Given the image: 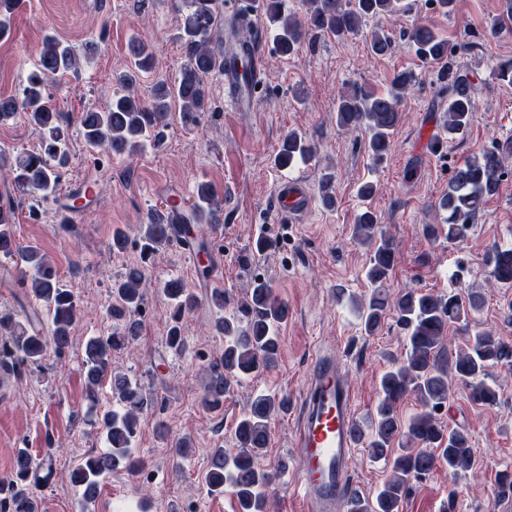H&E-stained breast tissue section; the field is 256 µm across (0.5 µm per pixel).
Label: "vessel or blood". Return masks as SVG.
I'll return each instance as SVG.
<instances>
[{
  "instance_id": "obj_1",
  "label": "vessel or blood",
  "mask_w": 512,
  "mask_h": 512,
  "mask_svg": "<svg viewBox=\"0 0 512 512\" xmlns=\"http://www.w3.org/2000/svg\"><path fill=\"white\" fill-rule=\"evenodd\" d=\"M224 10L237 24L261 33L251 0H226ZM251 65L250 74L225 67L224 101L236 112L253 111L261 84L259 43L238 48ZM307 190L294 184L277 195L280 212L298 216L309 210ZM354 394L335 358L319 357L308 379L294 431L296 492L304 512H336L350 484V461L357 445Z\"/></svg>"
}]
</instances>
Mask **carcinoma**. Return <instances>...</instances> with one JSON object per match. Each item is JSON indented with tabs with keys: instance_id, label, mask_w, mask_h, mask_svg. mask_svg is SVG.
<instances>
[{
	"instance_id": "obj_1",
	"label": "carcinoma",
	"mask_w": 512,
	"mask_h": 512,
	"mask_svg": "<svg viewBox=\"0 0 512 512\" xmlns=\"http://www.w3.org/2000/svg\"><path fill=\"white\" fill-rule=\"evenodd\" d=\"M18 0H0V39L11 31V21ZM397 0H308L309 25L319 32L346 36L359 29L365 18L393 12ZM186 12L180 32L185 63L178 80L171 86H156L151 99L144 101L134 94L139 73L153 66L148 45L138 42L131 47L132 65L120 76L122 92L104 109H89L83 115L82 132L86 143L100 151L134 153L146 140L159 141L167 126L172 105L179 104L187 118L207 109L205 78L217 71L218 59L224 57L223 33L216 25L218 0H185ZM269 23L274 26V40L284 55L294 53L306 36L302 25L286 13L281 0H264ZM417 53L427 60L448 57V42L432 29L420 26L411 32ZM79 67L73 49L53 35L45 36L38 63L26 80L22 96L0 98V121L25 112L39 129L41 150L11 159L0 153V171L11 176V183L33 192H54L60 174L69 164L63 149L68 136L62 114L50 103L48 81L55 75L73 72ZM413 82L412 74L401 72L393 80V89L375 94L354 87L341 96L336 121L345 128L363 129L369 135L368 148L381 160L390 146V135L400 119L396 107L402 92ZM476 106L471 96L467 74L448 68V112L444 132L454 139L466 132ZM313 153L311 144L302 136L290 133L274 157L279 167L304 160ZM505 149L493 148L466 160L454 168L448 181V193L438 203L448 214L447 236L462 239L476 223L487 199L496 194L504 174ZM220 209L211 187L198 185L192 212L183 224L170 230L163 224L165 215L156 210L150 214L141 238L144 253L173 240L195 238V224L203 218L219 222ZM377 218L366 210L357 218L354 233L357 240L372 247L367 278L376 285L367 303L359 307L367 335H374L386 314L393 312L405 335L406 355L397 366L386 370L379 380L380 399L365 426H357V439L369 437L368 448L376 460H392V476L386 480L372 501L354 497L347 512H399L400 504L410 490L411 482L438 468L449 472L471 471L477 461L469 435L442 425L436 414L445 408L449 383L457 381L470 390L471 400L480 405L496 401L497 391L484 382L489 367L512 365V344L486 331H477L465 350L447 351L448 329L465 322L483 304V296L474 291L435 296L408 292L389 303L382 284L395 264V251L390 240L377 238ZM0 252L15 255L32 271L30 292L38 305L25 312L26 323L10 315H0V368L14 369L36 364L53 348L62 355L70 346L71 333L81 312L75 292L66 287L54 266L34 247L20 246L13 234V221L0 220ZM496 282L512 287V248H494L489 255ZM146 275L143 268L126 269L113 289L114 301L108 309L112 319L122 327L108 336H92L84 346V376L89 397L106 381L110 382L117 408L105 411L101 426L109 444L106 452L79 459L70 473L74 486L82 491L84 508L95 503L101 483L113 470L123 468L137 472L140 463L135 454L141 415L154 405L153 399L130 376L111 369L112 351L124 348L139 338L140 322L136 315L145 300ZM162 291L175 309V324L168 331L167 343L174 350L185 348L180 321L197 301L185 285L175 279L164 282ZM288 318V306L265 282L252 288L249 299L236 311L221 316L216 331L224 338V352L209 365V379L202 401L206 408L224 406V395L233 384L272 368L280 352L277 327ZM413 394L421 410L407 420L397 416L396 405ZM286 409V401H276L266 394L256 396L235 428L237 451L224 448L212 451L205 483L213 494H221L229 486L236 495L239 512H268L266 488L273 474L259 464L269 443V422ZM51 471V464L38 465L26 448L17 449L11 478L0 481V512H38L34 490L44 486L49 475L39 476L41 469Z\"/></svg>"
}]
</instances>
